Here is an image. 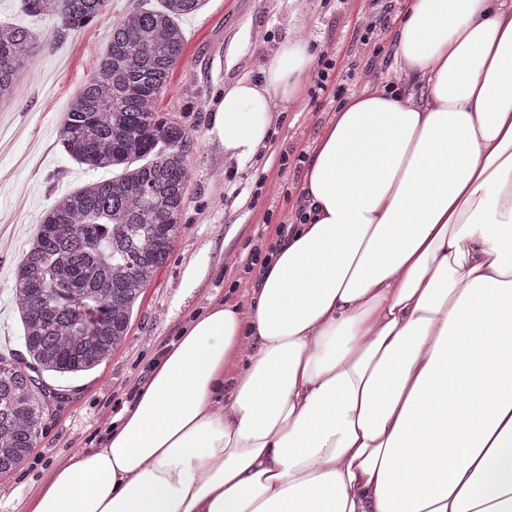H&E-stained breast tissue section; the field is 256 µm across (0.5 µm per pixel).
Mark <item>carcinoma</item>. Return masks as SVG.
Returning a JSON list of instances; mask_svg holds the SVG:
<instances>
[{
    "label": "carcinoma",
    "instance_id": "1",
    "mask_svg": "<svg viewBox=\"0 0 512 512\" xmlns=\"http://www.w3.org/2000/svg\"><path fill=\"white\" fill-rule=\"evenodd\" d=\"M205 0L141 2L112 26L110 42L77 93L62 145L91 169L120 168L55 199L16 268L14 302L28 358L0 356V475L21 465L39 426L67 399L43 373L75 375L109 360L127 336L142 290L166 263L186 225L194 143L156 111L185 41L177 23ZM109 0H23L31 16L65 29L103 15ZM38 35L0 24V102L35 58Z\"/></svg>",
    "mask_w": 512,
    "mask_h": 512
}]
</instances>
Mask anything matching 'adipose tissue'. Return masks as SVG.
<instances>
[{
    "instance_id": "obj_1",
    "label": "adipose tissue",
    "mask_w": 512,
    "mask_h": 512,
    "mask_svg": "<svg viewBox=\"0 0 512 512\" xmlns=\"http://www.w3.org/2000/svg\"><path fill=\"white\" fill-rule=\"evenodd\" d=\"M395 58L302 176L247 310L193 314L27 512H512V0H408ZM314 65L225 88L237 160Z\"/></svg>"
}]
</instances>
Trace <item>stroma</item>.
Listing matches in <instances>:
<instances>
[{"label": "stroma", "instance_id": "35a3bbf8", "mask_svg": "<svg viewBox=\"0 0 512 512\" xmlns=\"http://www.w3.org/2000/svg\"><path fill=\"white\" fill-rule=\"evenodd\" d=\"M139 0H110L88 26L61 32L58 22L32 17L21 0H0V22L39 33L33 63L21 73L14 99L0 105V351L21 350L22 326L13 304L15 271L43 212L55 197L110 179L71 159L61 129L78 89L95 70L113 23ZM407 0H206L183 17L185 43L168 90L159 101L167 117L193 135L188 158L186 226L167 262L134 308L129 332L111 359L78 379L56 415L44 418L30 458L0 482L26 496L52 465L94 448L131 390L151 371L160 350L191 312L212 300L249 302L255 274L241 258L269 247L281 224L294 222L300 173L292 163L310 154L337 109L365 86L398 83L393 33ZM306 40L316 69H329L318 89L307 78L276 113L269 142L248 161L229 158L206 132L225 86L259 76L285 45ZM287 156L291 166L279 165ZM194 277H187V267Z\"/></svg>", "mask_w": 512, "mask_h": 512}]
</instances>
